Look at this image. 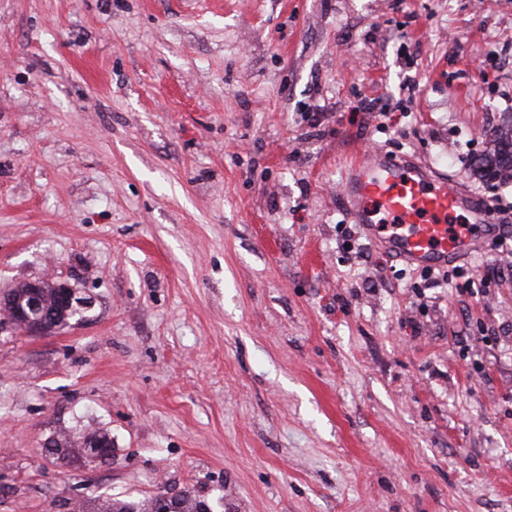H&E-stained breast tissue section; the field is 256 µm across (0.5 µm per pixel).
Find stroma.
<instances>
[{"mask_svg": "<svg viewBox=\"0 0 512 512\" xmlns=\"http://www.w3.org/2000/svg\"><path fill=\"white\" fill-rule=\"evenodd\" d=\"M510 117L512 0H0V290L92 301L0 329V512H512V256L428 288L340 201L372 147L510 197ZM480 168L485 181L500 177L502 170H510L512 177V138L500 141L495 153L482 160ZM49 283L46 280H36L20 283L12 287L6 294H1L0 297V310L8 317L10 324L15 329H21L22 332L28 335H46L56 331L60 328V321L73 320L76 317L81 319L82 314L68 313L63 316L60 321L55 317V312L49 310L45 305L53 308L56 303V289L59 288L62 299L69 309L79 312V310L86 306L84 298L77 297L74 289L65 284H52L54 288H44V285ZM13 288H25L24 290L30 291V309L31 314H25L21 310H17L11 303V290ZM39 288L43 290V301L39 295ZM77 319V320H78ZM89 436L96 437L108 445L105 448H100L101 457L111 453L112 441L108 438V434L103 432L83 434L76 439H65L62 443L54 442V448L51 449L52 453L57 454L59 458H65L71 455L78 456L81 448H83L86 454H88L89 449H92L88 448V443L90 442ZM204 505V501L192 495L190 491H185L170 497L163 494L138 502L106 500L100 512H200V507Z\"/></svg>", "mask_w": 512, "mask_h": 512, "instance_id": "stroma-1", "label": "stroma"}]
</instances>
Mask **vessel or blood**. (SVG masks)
Masks as SVG:
<instances>
[{
    "mask_svg": "<svg viewBox=\"0 0 512 512\" xmlns=\"http://www.w3.org/2000/svg\"><path fill=\"white\" fill-rule=\"evenodd\" d=\"M344 198L355 223L388 252L418 267L446 266L476 251L498 224L488 209L472 208L447 182L432 179L426 168L369 151L353 162ZM470 214L467 226L457 211Z\"/></svg>",
    "mask_w": 512,
    "mask_h": 512,
    "instance_id": "b4317fda",
    "label": "vessel or blood"
}]
</instances>
